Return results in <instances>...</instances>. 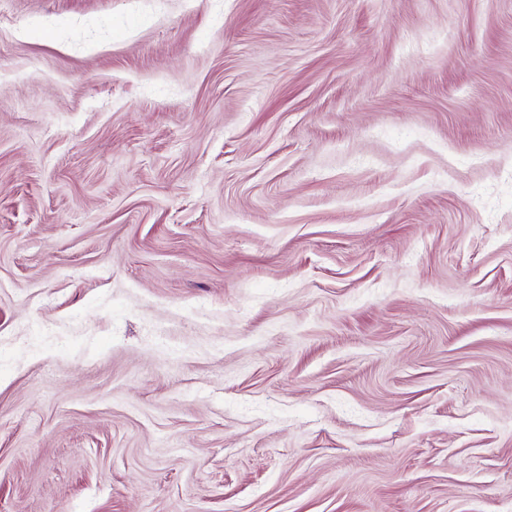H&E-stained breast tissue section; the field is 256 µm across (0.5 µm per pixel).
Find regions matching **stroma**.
<instances>
[{"label": "stroma", "mask_w": 512, "mask_h": 512, "mask_svg": "<svg viewBox=\"0 0 512 512\" xmlns=\"http://www.w3.org/2000/svg\"><path fill=\"white\" fill-rule=\"evenodd\" d=\"M0 512H512V0H0Z\"/></svg>", "instance_id": "obj_1"}]
</instances>
